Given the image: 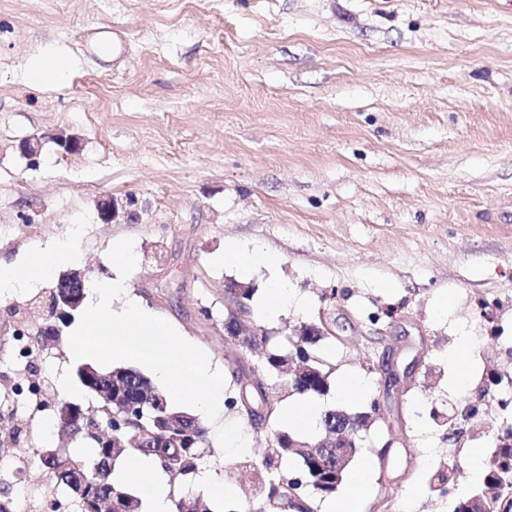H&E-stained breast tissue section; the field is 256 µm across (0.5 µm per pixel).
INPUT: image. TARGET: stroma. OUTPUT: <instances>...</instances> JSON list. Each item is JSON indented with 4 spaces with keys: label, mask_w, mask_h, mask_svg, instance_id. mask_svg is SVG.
I'll return each instance as SVG.
<instances>
[{
    "label": "stroma",
    "mask_w": 512,
    "mask_h": 512,
    "mask_svg": "<svg viewBox=\"0 0 512 512\" xmlns=\"http://www.w3.org/2000/svg\"><path fill=\"white\" fill-rule=\"evenodd\" d=\"M96 39L113 50L91 53ZM49 47L70 62L63 81L30 84ZM60 130L81 140L78 153L48 141L36 160L21 155L26 138ZM102 196L134 200L137 221L103 223ZM1 224L27 227L0 238L8 262L81 225L76 266L96 283L118 272L110 248L134 239L135 302L200 348L229 396L236 373L261 368L224 333L225 285L258 296L269 275L288 282L298 306L253 308L254 324L278 347L323 318L331 382L362 376L392 420L362 433L356 458L374 467L356 512L381 498L450 512L430 477L443 472L464 494L471 449L493 448L432 414L512 372V0H0ZM231 243L274 256V270L224 265ZM51 286L0 304V391L15 378L10 338L20 323L42 326ZM446 295L453 305L437 315ZM463 333L476 372L461 390L448 351ZM48 351L63 378L45 397L95 407L68 337ZM387 354L402 390L384 387ZM285 427L230 409L208 425L203 464L226 512L257 497L245 464L298 468L270 451Z\"/></svg>",
    "instance_id": "stroma-1"
}]
</instances>
